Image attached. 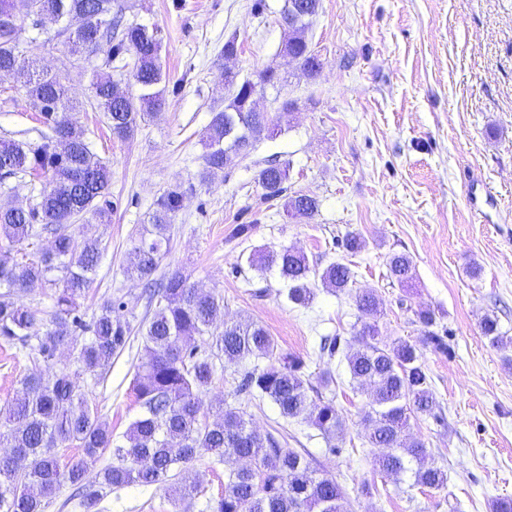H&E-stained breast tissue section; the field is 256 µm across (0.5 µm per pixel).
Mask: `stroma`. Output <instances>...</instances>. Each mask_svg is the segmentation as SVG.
Returning <instances> with one entry per match:
<instances>
[{
    "label": "stroma",
    "mask_w": 512,
    "mask_h": 512,
    "mask_svg": "<svg viewBox=\"0 0 512 512\" xmlns=\"http://www.w3.org/2000/svg\"><path fill=\"white\" fill-rule=\"evenodd\" d=\"M118 2L126 22L160 31L167 106L121 141L92 108L88 77L70 75L72 118L92 129V148L112 177L109 220L92 227L101 259L81 301L84 320L117 297L126 303L125 319L140 326L147 303L140 282L126 274L133 240L161 193L181 185L184 206L160 272L181 270L190 283L223 297L225 320L262 325L279 351L305 360L311 384L320 385L321 372L331 370L334 380L321 392L334 399L346 430L331 444L308 418H281L270 399L238 392L244 366L224 359L200 396L201 418L213 419L225 405L247 412L258 432L282 425L288 448L345 487V512H492L496 499L512 497V346L491 347L481 330L492 316L512 337V0H321L306 34L322 62L314 79L280 52L286 0ZM231 38L238 53L225 62L220 50ZM270 65L283 81L265 91L259 106L276 112L293 103L281 133L201 182L202 137L226 96L223 67L252 79ZM41 127L19 83L0 76V138L33 140ZM275 153L290 163L288 193L318 199L313 218L288 215L282 200H263L257 174ZM473 180L496 201L481 216L469 203ZM238 224L252 225L251 235L235 237ZM350 233L365 240V249L352 254L342 247ZM260 246L304 252L319 270L346 264L353 281L332 293L312 278V306H292L277 272L248 269V255ZM394 253L414 262L407 287L388 277ZM473 263L482 268L476 279L467 273ZM363 291L376 295L380 324L393 337L418 336V310L436 316L448 350H426L423 360L439 415L410 424L430 462L447 473L444 488L375 472L382 450L367 438V394L353 391L345 364L317 358L321 337L352 338ZM76 356L63 347L37 366L20 346L0 342V408L25 377L48 378L65 368L96 404L114 442L124 443L141 412L132 383L146 359L142 336L132 335L99 379L83 373ZM193 468L205 492L187 512H204L207 498L223 491L230 466L205 454ZM173 490L170 483L115 489L100 512H173Z\"/></svg>",
    "instance_id": "35a3bbf8"
}]
</instances>
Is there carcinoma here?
<instances>
[{"label": "carcinoma", "instance_id": "carcinoma-1", "mask_svg": "<svg viewBox=\"0 0 512 512\" xmlns=\"http://www.w3.org/2000/svg\"><path fill=\"white\" fill-rule=\"evenodd\" d=\"M301 4L302 11L296 15L289 8L282 13L281 51L314 78L322 63L305 33L321 0H301ZM114 6L115 0H0V13H9L15 21L13 26L0 25V71L7 70L20 80L46 127L36 142L0 140V170L5 178L15 180L14 189H29L32 199L25 210L0 208V340L29 348L35 362H46L58 346L69 345L77 350L81 368L93 374L111 367L112 357L125 348L132 328L121 315L126 303L120 299L105 301L89 324L79 315V299L88 293L100 259L98 238L84 232V227L103 221L109 212L111 176L91 149L86 130L70 116L76 105L69 97L67 80L73 69L94 73L92 105L104 112L112 136L119 140L131 138L139 122L167 104L165 90L160 88L166 75L158 29L125 22L122 9ZM34 14L56 18L57 35L68 40L70 58L61 71L37 68L24 50L28 19ZM100 52L105 53L104 65L129 69L138 96L98 72L93 58ZM127 56L132 63L125 62ZM223 77L228 103L212 113L203 137V179L224 170L234 157L249 155L257 141L276 137L292 108L287 102L272 115L254 107L258 90L282 82L274 67L258 72L255 81H240L238 73L230 70ZM289 170L286 161L267 160L257 175L263 200L282 196ZM38 177L44 183L37 191L32 179ZM183 198L179 185L159 196L132 250L128 271L144 283L152 314L144 334L148 361L132 384L141 415L130 424L126 443H114L98 408L76 389L67 370L47 380L40 375L24 378L22 391L7 409L0 410V447L7 448L0 454V512H44L47 499L66 485L73 487L70 499L83 512H98L114 488L161 486L179 476L181 505L204 491L203 480L189 472L190 464L202 454L245 462L230 471L224 493L209 499V512H344V487L332 478L315 476L302 454L283 447L279 430L262 436L246 413L235 408L219 409L211 422L200 418L199 395L212 385L215 366L198 347L187 348L196 338L215 341L217 351L229 361L268 359L263 367L244 370L238 388L269 398L282 417L307 416L329 441L344 430L335 401L312 394L303 358L278 352L273 337L254 321L224 320V298L190 284L181 271L155 277L169 252L172 223ZM285 208L291 215L312 217L319 202L297 193L288 198ZM78 220L81 229L74 232L72 226ZM42 233L51 235V249L38 255L27 253L30 240ZM247 263L261 273L277 268L288 302L304 308L315 299L309 287L311 276L319 275L322 285L336 292L348 288L353 278L351 268L338 262L319 273L304 254L289 248L255 249ZM389 273L392 281L406 286L414 274L412 258L392 254ZM36 281L54 287L56 329L43 335L41 311L16 300ZM356 305L361 313L360 328L354 334L358 347L347 351L345 360L352 388L369 391L368 441L387 449L375 460L376 470L395 480L408 473L415 485L439 489L447 483V474L429 463L425 444L410 433V418L433 416L438 408L422 360L427 348L447 349L443 337L432 330L434 314L416 313L422 329L414 340L393 339L381 330L382 311L373 293L359 294ZM71 326L91 336L80 340L70 333ZM482 334L493 347L512 343L491 316L484 318ZM340 352V337H321L320 356L331 359ZM66 443L81 448L83 456L61 463L56 448ZM108 450L115 462L101 469L97 484H85L87 469Z\"/></svg>", "mask_w": 512, "mask_h": 512}]
</instances>
